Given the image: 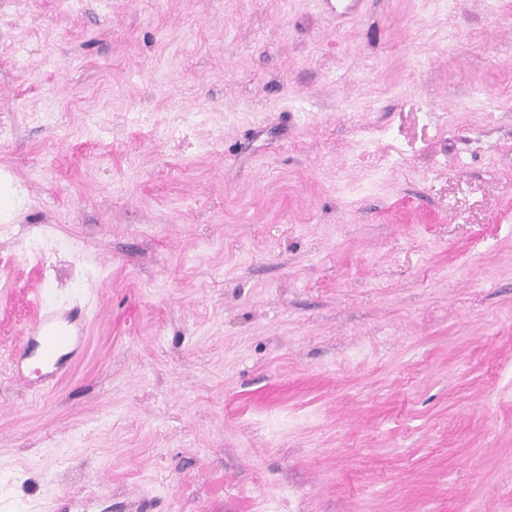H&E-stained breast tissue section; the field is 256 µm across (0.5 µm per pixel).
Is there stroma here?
<instances>
[{"mask_svg":"<svg viewBox=\"0 0 512 512\" xmlns=\"http://www.w3.org/2000/svg\"><path fill=\"white\" fill-rule=\"evenodd\" d=\"M1 172L0 512H512V0H0ZM87 322L85 308L59 309L44 300L43 312L29 330L31 345L25 355L59 371L66 359L80 354Z\"/></svg>","mask_w":512,"mask_h":512,"instance_id":"obj_1","label":"stroma"}]
</instances>
